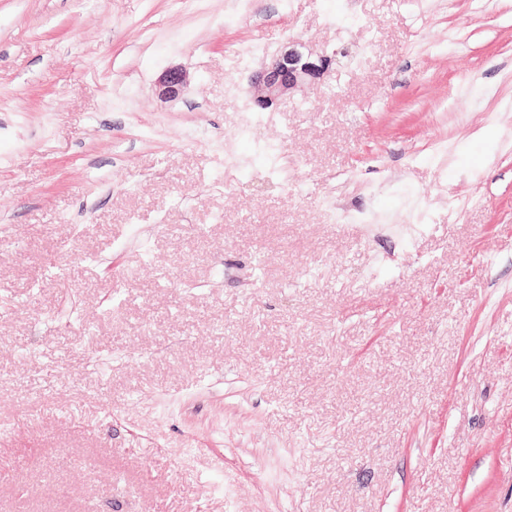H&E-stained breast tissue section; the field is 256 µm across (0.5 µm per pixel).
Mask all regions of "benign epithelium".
Listing matches in <instances>:
<instances>
[{
    "instance_id": "7a95c632",
    "label": "benign epithelium",
    "mask_w": 512,
    "mask_h": 512,
    "mask_svg": "<svg viewBox=\"0 0 512 512\" xmlns=\"http://www.w3.org/2000/svg\"><path fill=\"white\" fill-rule=\"evenodd\" d=\"M304 44L292 41L288 50L275 55L255 80L254 106L265 111L279 101L291 97L304 86L321 78L329 69L332 59L304 53ZM188 82L187 73L179 67H170L160 76L158 95L163 100L179 97Z\"/></svg>"
}]
</instances>
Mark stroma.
I'll use <instances>...</instances> for the list:
<instances>
[{"instance_id":"obj_1","label":"stroma","mask_w":512,"mask_h":512,"mask_svg":"<svg viewBox=\"0 0 512 512\" xmlns=\"http://www.w3.org/2000/svg\"><path fill=\"white\" fill-rule=\"evenodd\" d=\"M0 512H512V0H0ZM288 50L275 55L255 80L254 106L265 111L290 98L305 85L314 83L329 69L332 59L312 52L304 53V44L292 40ZM188 82L187 73L179 67H170L160 76L157 87L158 95L163 100L179 97Z\"/></svg>"}]
</instances>
